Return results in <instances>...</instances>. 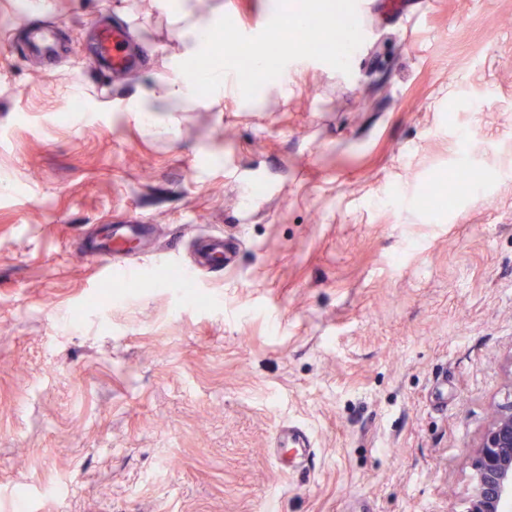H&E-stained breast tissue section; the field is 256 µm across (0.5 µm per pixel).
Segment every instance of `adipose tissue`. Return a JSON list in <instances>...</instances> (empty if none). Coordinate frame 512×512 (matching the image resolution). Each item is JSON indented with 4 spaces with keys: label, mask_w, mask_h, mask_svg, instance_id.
I'll use <instances>...</instances> for the list:
<instances>
[{
    "label": "adipose tissue",
    "mask_w": 512,
    "mask_h": 512,
    "mask_svg": "<svg viewBox=\"0 0 512 512\" xmlns=\"http://www.w3.org/2000/svg\"><path fill=\"white\" fill-rule=\"evenodd\" d=\"M157 5L183 23L181 33L187 49L178 61L183 79L163 89L132 96L124 109L135 119L146 121L159 112L182 111L192 98L199 96L219 101L229 91L237 93L241 100L252 103L259 100L270 87L283 83V76L271 70L269 58L263 51L256 56L253 79L248 84L240 83L236 72L229 68L197 70L195 61L207 53V36L223 24V14L194 15L187 7V0H157Z\"/></svg>",
    "instance_id": "1"
}]
</instances>
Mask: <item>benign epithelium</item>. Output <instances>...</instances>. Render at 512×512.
I'll list each match as a JSON object with an SVG mask.
<instances>
[{
  "label": "benign epithelium",
  "instance_id": "1",
  "mask_svg": "<svg viewBox=\"0 0 512 512\" xmlns=\"http://www.w3.org/2000/svg\"><path fill=\"white\" fill-rule=\"evenodd\" d=\"M475 489L467 512H502L512 499V399L492 412L473 460Z\"/></svg>",
  "mask_w": 512,
  "mask_h": 512
}]
</instances>
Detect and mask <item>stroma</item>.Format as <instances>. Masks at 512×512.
<instances>
[{
    "label": "stroma",
    "mask_w": 512,
    "mask_h": 512,
    "mask_svg": "<svg viewBox=\"0 0 512 512\" xmlns=\"http://www.w3.org/2000/svg\"><path fill=\"white\" fill-rule=\"evenodd\" d=\"M50 2L0 0V512H466L512 394V0H365L344 63L265 42L285 93L153 123L107 106L178 80L179 24ZM276 2L207 9L255 41ZM104 7L145 55L120 80ZM124 224L149 233L85 249ZM212 235L232 265L168 284ZM272 448H288L286 456L278 451V459L288 464V468L295 467L305 460L310 454L312 442L307 431L301 427L289 425L288 428L280 429L272 437Z\"/></svg>",
    "instance_id": "stroma-1"
}]
</instances>
